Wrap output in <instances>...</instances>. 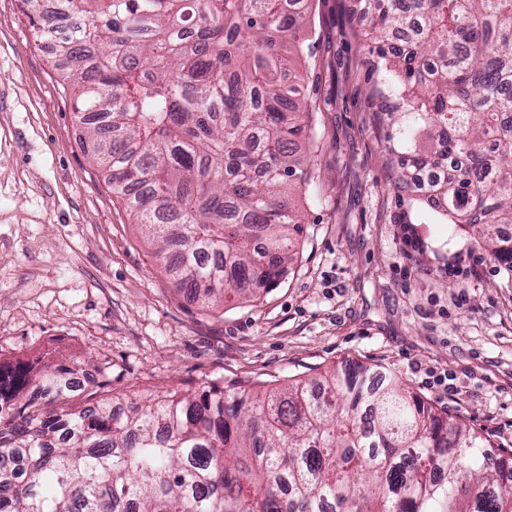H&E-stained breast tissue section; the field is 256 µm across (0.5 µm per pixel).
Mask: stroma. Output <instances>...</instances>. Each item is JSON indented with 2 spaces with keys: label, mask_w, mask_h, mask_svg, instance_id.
Instances as JSON below:
<instances>
[{
  "label": "stroma",
  "mask_w": 512,
  "mask_h": 512,
  "mask_svg": "<svg viewBox=\"0 0 512 512\" xmlns=\"http://www.w3.org/2000/svg\"><path fill=\"white\" fill-rule=\"evenodd\" d=\"M353 0H311L313 181L297 258L260 300L210 312L92 162L59 60L0 0V362L78 363L113 395L237 381L275 386L354 359L512 453V279L398 188L402 123ZM418 247H411V239Z\"/></svg>",
  "instance_id": "obj_1"
}]
</instances>
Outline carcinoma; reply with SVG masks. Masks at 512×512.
I'll list each match as a JSON object with an SVG mask.
<instances>
[{
  "instance_id": "obj_1",
  "label": "carcinoma",
  "mask_w": 512,
  "mask_h": 512,
  "mask_svg": "<svg viewBox=\"0 0 512 512\" xmlns=\"http://www.w3.org/2000/svg\"><path fill=\"white\" fill-rule=\"evenodd\" d=\"M53 44L92 161L200 307L289 273L311 178L307 85L286 78L309 0H22ZM369 52L398 73L399 182L444 156L449 221L512 272V0H368ZM0 364V512H512V461L462 419L356 361L257 389L105 390Z\"/></svg>"
}]
</instances>
